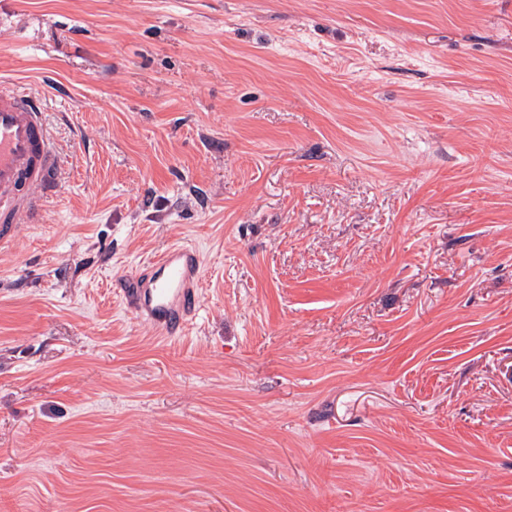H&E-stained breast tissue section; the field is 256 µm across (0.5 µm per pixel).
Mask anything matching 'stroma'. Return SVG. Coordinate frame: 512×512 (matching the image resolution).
<instances>
[{
  "mask_svg": "<svg viewBox=\"0 0 512 512\" xmlns=\"http://www.w3.org/2000/svg\"><path fill=\"white\" fill-rule=\"evenodd\" d=\"M2 79L0 512H512V0H0ZM62 154L36 99L9 83L0 85V246H9L19 224H36L41 200L59 187ZM146 278L129 277L117 280L124 300L134 298L140 309L165 336L185 334L199 304L200 258L197 250L187 244L170 246L159 256L140 264Z\"/></svg>",
  "mask_w": 512,
  "mask_h": 512,
  "instance_id": "1",
  "label": "stroma"
}]
</instances>
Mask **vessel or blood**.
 Returning <instances> with one entry per match:
<instances>
[{
  "label": "vessel or blood",
  "mask_w": 512,
  "mask_h": 512,
  "mask_svg": "<svg viewBox=\"0 0 512 512\" xmlns=\"http://www.w3.org/2000/svg\"><path fill=\"white\" fill-rule=\"evenodd\" d=\"M62 154L41 105L8 83L0 85V246H9L19 226L38 223L41 200L59 187ZM145 278L115 281L123 298L169 337L184 335L199 304L200 258L187 244L170 246L142 263Z\"/></svg>",
  "instance_id": "obj_1"
}]
</instances>
